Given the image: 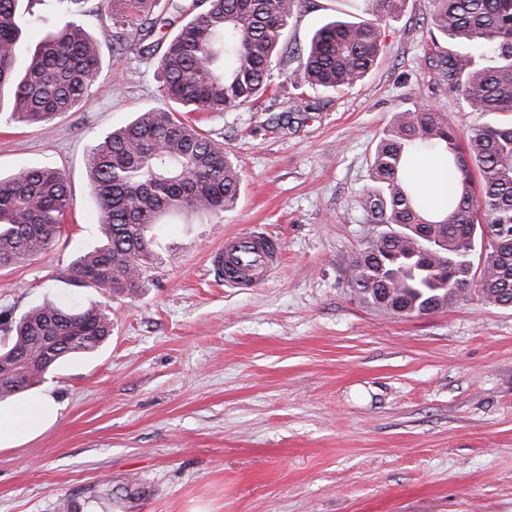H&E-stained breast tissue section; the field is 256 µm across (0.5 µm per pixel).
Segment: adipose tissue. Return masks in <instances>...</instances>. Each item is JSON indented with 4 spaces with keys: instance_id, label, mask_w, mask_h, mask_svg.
<instances>
[{
    "instance_id": "obj_1",
    "label": "adipose tissue",
    "mask_w": 512,
    "mask_h": 512,
    "mask_svg": "<svg viewBox=\"0 0 512 512\" xmlns=\"http://www.w3.org/2000/svg\"><path fill=\"white\" fill-rule=\"evenodd\" d=\"M57 418V407L51 397L40 394L26 405L0 403V449L11 448L43 430Z\"/></svg>"
}]
</instances>
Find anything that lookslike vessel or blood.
Masks as SVG:
<instances>
[{"label":"vessel or blood","instance_id":"b4317fda","mask_svg":"<svg viewBox=\"0 0 512 512\" xmlns=\"http://www.w3.org/2000/svg\"><path fill=\"white\" fill-rule=\"evenodd\" d=\"M281 246L258 230L225 237L222 246L209 254L212 268L223 270L228 288H257L280 263Z\"/></svg>","mask_w":512,"mask_h":512}]
</instances>
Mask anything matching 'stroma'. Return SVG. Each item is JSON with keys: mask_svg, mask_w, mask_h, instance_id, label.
I'll use <instances>...</instances> for the list:
<instances>
[{"mask_svg": "<svg viewBox=\"0 0 512 512\" xmlns=\"http://www.w3.org/2000/svg\"><path fill=\"white\" fill-rule=\"evenodd\" d=\"M99 4L83 0L78 18L119 88L48 127L0 123V174L62 169L74 203L46 253L0 270V312L99 301L112 335L47 374L59 418L0 449V512H84L106 487L102 512H512V305L471 291L396 316L350 283L376 229L364 196L394 112L430 105L461 133L506 119L435 81L433 0L386 19L377 66L341 92L288 81L333 15L329 0H299L261 105L196 115L242 171L235 209L153 226L140 288L111 297L66 281L100 237L85 152L160 105L162 79L156 59L115 49ZM254 227L282 260L262 287H225L208 255Z\"/></svg>", "mask_w": 512, "mask_h": 512, "instance_id": "35a3bbf8", "label": "stroma"}]
</instances>
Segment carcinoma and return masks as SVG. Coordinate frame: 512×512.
Here are the masks:
<instances>
[{"label": "carcinoma", "mask_w": 512, "mask_h": 512, "mask_svg": "<svg viewBox=\"0 0 512 512\" xmlns=\"http://www.w3.org/2000/svg\"><path fill=\"white\" fill-rule=\"evenodd\" d=\"M20 0H0V109L9 124L49 125L87 102L102 71L96 41L72 20L47 35L27 59ZM363 17L335 16L311 35L291 73L298 90L349 89L381 53L382 21L404 0H362ZM297 0H103L117 47L158 57L163 97L97 139L86 168L100 214V245L82 250L68 284L102 294L137 293L155 255L146 230L172 215L221 218L242 182L224 145L205 134L194 112L254 108L270 89L271 66ZM176 28L166 39L165 28ZM430 27L450 45L430 56L436 81L477 112L512 113V0H435ZM437 155L451 183L437 210L407 179L413 156ZM366 206L379 224L353 260L351 285L367 304L393 315L454 305L472 286L486 302L512 305V120L459 134L448 114L399 109L382 129ZM66 174L21 166L0 177V269L47 252L72 208ZM494 228L481 272L474 270L477 216ZM0 347V401L41 384L63 358L97 350L112 336V316L97 304L46 302L10 325Z\"/></svg>", "instance_id": "obj_1"}]
</instances>
